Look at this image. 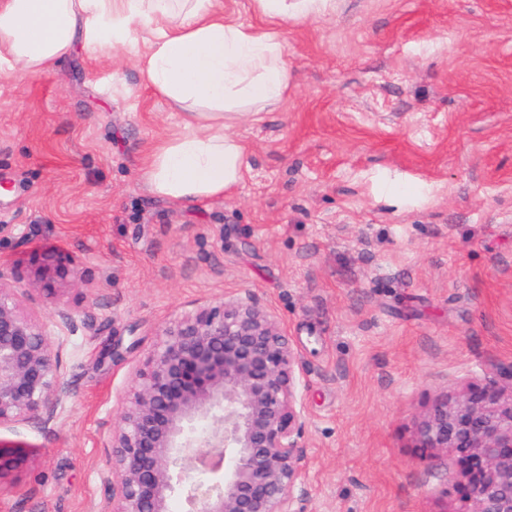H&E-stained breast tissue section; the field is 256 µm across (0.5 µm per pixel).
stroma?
I'll return each mask as SVG.
<instances>
[{"label":"stroma","mask_w":512,"mask_h":512,"mask_svg":"<svg viewBox=\"0 0 512 512\" xmlns=\"http://www.w3.org/2000/svg\"><path fill=\"white\" fill-rule=\"evenodd\" d=\"M218 6L276 31L289 70L281 110L230 124L247 171L221 198L147 187L148 150L182 115L134 60L78 45L37 78L0 77V263L26 277L53 251L79 273L16 290L70 395L48 424L0 427L34 453L0 512H99L136 369L166 326L227 298L298 348L302 512H469L457 460L419 447L413 422L512 388V0H335L300 22Z\"/></svg>","instance_id":"stroma-1"}]
</instances>
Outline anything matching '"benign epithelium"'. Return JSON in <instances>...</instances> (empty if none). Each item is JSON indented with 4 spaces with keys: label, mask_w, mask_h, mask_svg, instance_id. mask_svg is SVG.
Returning a JSON list of instances; mask_svg holds the SVG:
<instances>
[{
    "label": "benign epithelium",
    "mask_w": 512,
    "mask_h": 512,
    "mask_svg": "<svg viewBox=\"0 0 512 512\" xmlns=\"http://www.w3.org/2000/svg\"><path fill=\"white\" fill-rule=\"evenodd\" d=\"M77 276L45 256L33 284L49 294ZM14 273L0 265V426L46 424L69 395L47 327L16 302ZM306 382L279 321L250 299L203 307L164 329L135 374L112 430L110 490L101 512H301ZM422 448L457 457L470 512H512V392L443 401L415 424ZM32 463L0 445V485Z\"/></svg>",
    "instance_id": "1"
}]
</instances>
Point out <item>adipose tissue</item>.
Segmentation results:
<instances>
[{"instance_id":"ef3b65f1","label":"adipose tissue","mask_w":512,"mask_h":512,"mask_svg":"<svg viewBox=\"0 0 512 512\" xmlns=\"http://www.w3.org/2000/svg\"><path fill=\"white\" fill-rule=\"evenodd\" d=\"M270 20L325 13L330 0H251ZM134 58L144 80L182 112L144 169L156 194L192 201L238 186L246 147L228 120L279 110L288 63L278 37L225 18L216 0H0V75L38 77L76 43Z\"/></svg>"}]
</instances>
